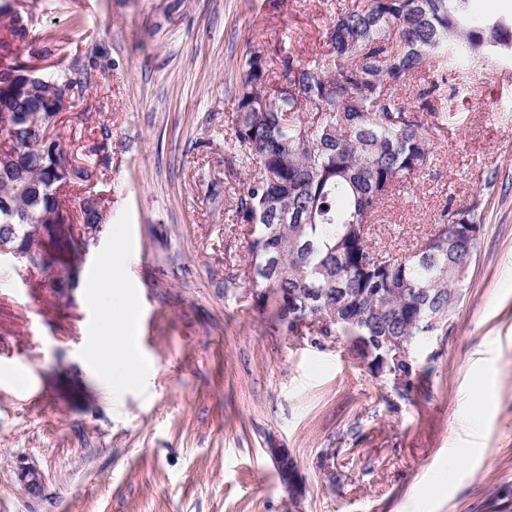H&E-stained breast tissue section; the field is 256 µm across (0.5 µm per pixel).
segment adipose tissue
<instances>
[{
	"instance_id": "obj_1",
	"label": "adipose tissue",
	"mask_w": 512,
	"mask_h": 512,
	"mask_svg": "<svg viewBox=\"0 0 512 512\" xmlns=\"http://www.w3.org/2000/svg\"><path fill=\"white\" fill-rule=\"evenodd\" d=\"M93 297L104 324L91 340V350L85 357L88 367L101 374L109 390H122L139 385L145 368L134 354L126 337H115L111 328L127 329L133 312L122 298L121 286L112 278V259L104 257Z\"/></svg>"
}]
</instances>
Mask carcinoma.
I'll use <instances>...</instances> for the list:
<instances>
[{
	"instance_id": "carcinoma-1",
	"label": "carcinoma",
	"mask_w": 512,
	"mask_h": 512,
	"mask_svg": "<svg viewBox=\"0 0 512 512\" xmlns=\"http://www.w3.org/2000/svg\"><path fill=\"white\" fill-rule=\"evenodd\" d=\"M326 45L333 67L288 54L280 66L252 50L238 94L234 136L252 173L231 200L238 223L256 226L247 266L259 288L257 303L283 322L285 306L309 321L311 293L327 287L358 289L370 312L372 336H418L425 299L447 306L461 296L458 271L471 264L479 241L448 250L436 229L408 255L384 252L370 230L389 193L410 184L427 166L431 138L393 90L451 60L483 63L512 57V18L476 23L471 0H361L330 19ZM84 77L36 73L0 85V137L26 157L19 176L0 160V197L25 218L0 219V245L36 249L70 269L85 238L65 235L60 188L92 177L75 168L57 140L46 137L53 98L65 88L83 92ZM81 225H99L97 197L79 203ZM446 222L480 224L471 207H447ZM291 294L287 300L285 294ZM348 338L341 320L317 332Z\"/></svg>"
}]
</instances>
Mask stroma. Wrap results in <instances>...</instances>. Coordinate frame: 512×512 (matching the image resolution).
<instances>
[{
	"label": "stroma",
	"mask_w": 512,
	"mask_h": 512,
	"mask_svg": "<svg viewBox=\"0 0 512 512\" xmlns=\"http://www.w3.org/2000/svg\"><path fill=\"white\" fill-rule=\"evenodd\" d=\"M171 2L20 0L31 56L0 24V64L90 75L50 135L93 171L67 209L104 201L74 283L58 264L0 262V512H512V60L447 71L455 118L372 226L408 254L447 205L483 214L462 299L447 332L419 339L404 390L346 340L275 323L238 273L249 229L210 196L244 182L229 143L247 50L328 62L327 24L353 0ZM116 244L152 371L115 398L83 354L101 324L89 286ZM472 385L487 397L476 421Z\"/></svg>",
	"instance_id": "1"
}]
</instances>
